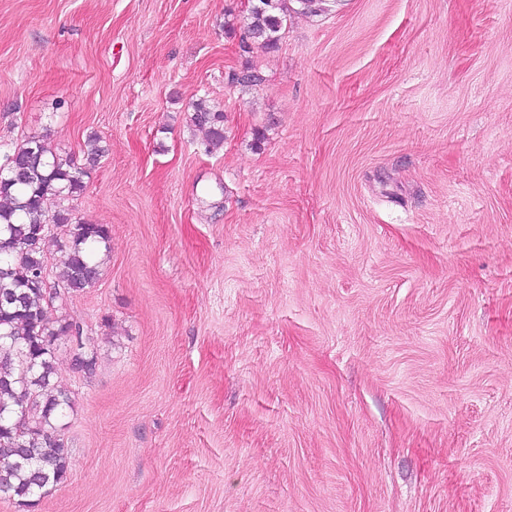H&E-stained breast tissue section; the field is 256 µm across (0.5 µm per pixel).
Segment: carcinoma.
Segmentation results:
<instances>
[{
  "instance_id": "obj_1",
  "label": "carcinoma",
  "mask_w": 512,
  "mask_h": 512,
  "mask_svg": "<svg viewBox=\"0 0 512 512\" xmlns=\"http://www.w3.org/2000/svg\"><path fill=\"white\" fill-rule=\"evenodd\" d=\"M288 0H255L249 11L247 38L268 48L281 38ZM191 126L204 134L211 150L224 145V113L207 99L190 104ZM96 134L86 141V163L94 167L106 155ZM84 188L82 172L61 158L40 136H31L6 155L0 168V500L29 501L61 482L70 464L68 448L57 433L56 419L72 399L57 381L55 344L66 338L74 365L90 372L95 352L90 338L65 317L50 320L44 289L33 286L47 273V251L61 253L58 281L66 293L94 287L100 276L99 247L110 249L103 224L75 221L66 209L49 216L50 197L66 200ZM51 222L64 236L36 232Z\"/></svg>"
}]
</instances>
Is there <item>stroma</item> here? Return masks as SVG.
<instances>
[{
  "label": "stroma",
  "instance_id": "35a3bbf8",
  "mask_svg": "<svg viewBox=\"0 0 512 512\" xmlns=\"http://www.w3.org/2000/svg\"><path fill=\"white\" fill-rule=\"evenodd\" d=\"M251 5L0 0V156L111 231L46 306L69 470L0 512H512V0ZM254 1L249 11L247 38L253 44L269 48L281 38L283 22L288 15V0ZM191 126L204 134L209 150H217L224 144V114L211 106L207 99L199 97L190 104Z\"/></svg>",
  "mask_w": 512,
  "mask_h": 512
}]
</instances>
